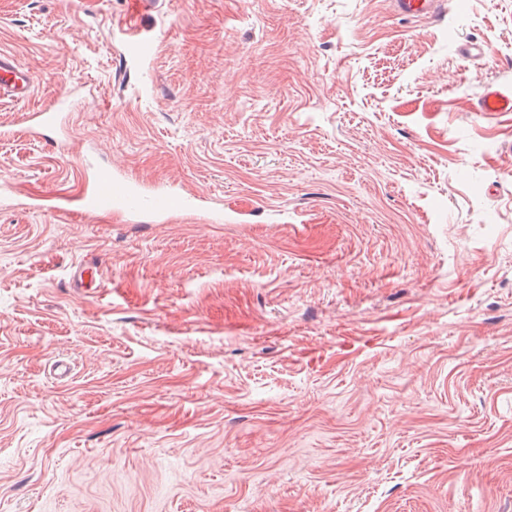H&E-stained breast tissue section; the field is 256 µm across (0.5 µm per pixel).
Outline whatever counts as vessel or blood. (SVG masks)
<instances>
[{"mask_svg": "<svg viewBox=\"0 0 512 512\" xmlns=\"http://www.w3.org/2000/svg\"><path fill=\"white\" fill-rule=\"evenodd\" d=\"M441 6L442 0H391L393 11L408 17L433 16L440 13ZM33 83L34 77L28 69L0 53V95L24 99L30 94ZM479 109L489 114L512 112V87L489 88ZM82 206L89 214L117 209L135 216L173 215L194 209L195 201L178 192H144L111 169L100 167L90 189L82 197Z\"/></svg>", "mask_w": 512, "mask_h": 512, "instance_id": "obj_1", "label": "vessel or blood"}]
</instances>
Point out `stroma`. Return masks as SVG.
<instances>
[{
  "mask_svg": "<svg viewBox=\"0 0 512 512\" xmlns=\"http://www.w3.org/2000/svg\"><path fill=\"white\" fill-rule=\"evenodd\" d=\"M1 52L0 512H512V0H0ZM86 155L200 208L85 214ZM441 0H391L393 11L408 17H428L440 14ZM32 73L18 64L10 56L0 53V96L21 100L26 98L33 87ZM479 112L488 114L512 112V87L499 86L489 88L479 104Z\"/></svg>",
  "mask_w": 512,
  "mask_h": 512,
  "instance_id": "stroma-1",
  "label": "stroma"
}]
</instances>
